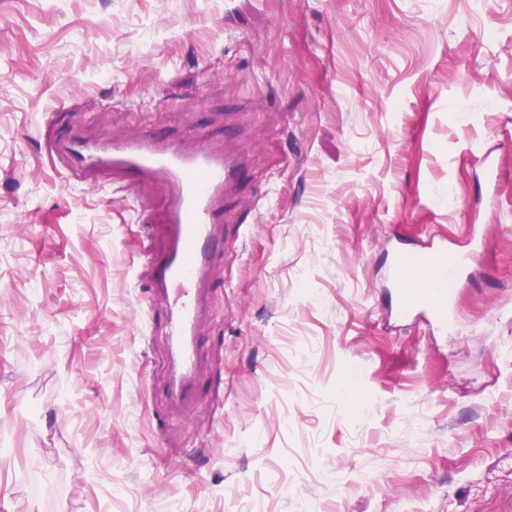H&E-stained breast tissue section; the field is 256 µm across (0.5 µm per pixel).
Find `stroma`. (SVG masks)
<instances>
[{
  "label": "stroma",
  "mask_w": 512,
  "mask_h": 512,
  "mask_svg": "<svg viewBox=\"0 0 512 512\" xmlns=\"http://www.w3.org/2000/svg\"><path fill=\"white\" fill-rule=\"evenodd\" d=\"M147 123L250 152L187 407L162 198L48 145ZM0 512H512V0H0ZM474 259V253L451 256L443 242L411 256L396 251L391 264L395 313L406 317L424 311L441 330L448 331L452 295L448 284H456Z\"/></svg>",
  "instance_id": "obj_1"
}]
</instances>
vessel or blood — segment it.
Returning a JSON list of instances; mask_svg holds the SVG:
<instances>
[{
  "mask_svg": "<svg viewBox=\"0 0 512 512\" xmlns=\"http://www.w3.org/2000/svg\"><path fill=\"white\" fill-rule=\"evenodd\" d=\"M73 182L86 183L94 174L112 172L121 188L137 195L153 186L166 204L167 251L151 266L153 304L167 311L172 348L168 393L174 401H190L194 393V360L198 324L210 309L207 288L212 259L219 250H232L236 241L218 235L224 219V199L247 167L245 152L227 153L198 142L188 147L144 129L134 139L91 140L75 134L52 149ZM472 256L449 254L437 243L414 254L395 252L391 264L394 311L407 316L421 310L440 329H447L451 284L457 283Z\"/></svg>",
  "mask_w": 512,
  "mask_h": 512,
  "instance_id": "b4317fda",
  "label": "vessel or blood"
}]
</instances>
